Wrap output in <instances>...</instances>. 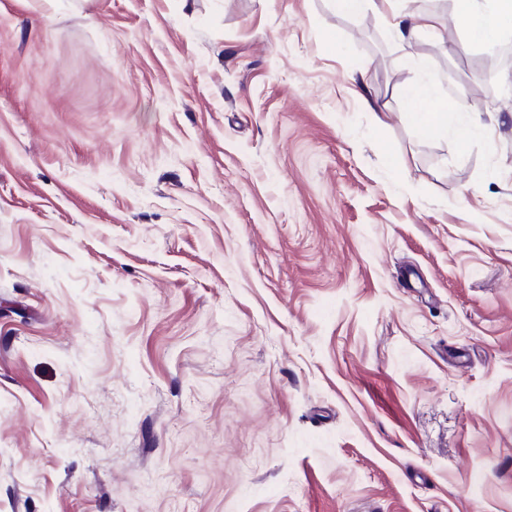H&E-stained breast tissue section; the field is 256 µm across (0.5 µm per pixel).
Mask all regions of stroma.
Listing matches in <instances>:
<instances>
[{"label": "stroma", "instance_id": "stroma-1", "mask_svg": "<svg viewBox=\"0 0 512 512\" xmlns=\"http://www.w3.org/2000/svg\"><path fill=\"white\" fill-rule=\"evenodd\" d=\"M422 6L0 0V512H512V59ZM336 11L344 15H354L362 12L369 5L375 9L386 11L392 14L394 22L392 35L394 41L400 45L409 44L411 38L417 31L434 30L436 28L435 18L432 14L420 8H407L405 14L397 10L399 0H333ZM409 119L421 132L429 135H446L450 133L459 143L466 144L471 138L485 132L481 125L460 118L448 126V110L451 104L442 99L440 94L425 86L410 85L403 89Z\"/></svg>", "mask_w": 512, "mask_h": 512}]
</instances>
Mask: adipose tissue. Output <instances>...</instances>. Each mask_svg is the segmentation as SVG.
<instances>
[{
	"instance_id": "1",
	"label": "adipose tissue",
	"mask_w": 512,
	"mask_h": 512,
	"mask_svg": "<svg viewBox=\"0 0 512 512\" xmlns=\"http://www.w3.org/2000/svg\"><path fill=\"white\" fill-rule=\"evenodd\" d=\"M399 0H333L338 13L354 15L367 7L392 13V35L398 44H408L416 32L435 29V18L420 8L398 13ZM461 19L465 23L471 40L491 45L502 34L512 30V0H465ZM409 119L421 132L429 135H452L459 143L483 134L481 125L461 118L449 122L451 108L447 100L432 89L419 85L404 87Z\"/></svg>"
}]
</instances>
